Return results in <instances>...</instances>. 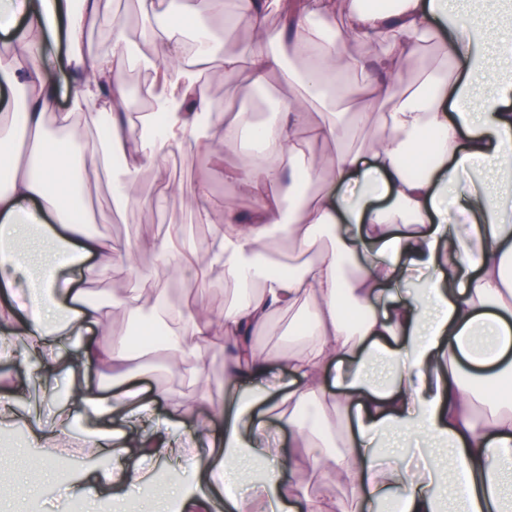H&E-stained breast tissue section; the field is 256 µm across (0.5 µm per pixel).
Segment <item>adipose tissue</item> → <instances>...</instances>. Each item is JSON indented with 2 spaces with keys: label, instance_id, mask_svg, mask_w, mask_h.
<instances>
[{
  "label": "adipose tissue",
  "instance_id": "ef3b65f1",
  "mask_svg": "<svg viewBox=\"0 0 512 512\" xmlns=\"http://www.w3.org/2000/svg\"><path fill=\"white\" fill-rule=\"evenodd\" d=\"M191 24L169 14L166 0H140L139 17L160 49L143 58L160 79L153 85L154 113L133 122L126 109L124 65L130 45L112 16V0H10L24 25L9 51L0 52V82L24 88L22 105L0 113V131L23 128L26 152H0V321L15 323L16 340L0 341V358L33 360L53 375L67 354L65 336L77 326H101L107 316L92 303L88 284L95 261L123 254L130 271L204 282L208 267H223L239 302L221 317H203L189 302L158 293L156 311L175 327L162 357L176 372L203 381V355L216 341L229 347L224 382L231 401L205 391L209 409L197 433L202 446L191 480L171 479L163 512H324L305 492L311 471L335 475L351 490L346 512H443L453 499L462 512H506L512 501V401L500 391L478 394L460 380L461 359L491 370L493 380L512 378V206L501 192L512 177V36L476 20L461 23L468 0H395L391 8L361 7L358 0H200ZM278 5V28L266 24ZM248 27L247 61L216 55L212 21ZM111 31L110 50L91 37ZM62 41L57 68L73 88L65 110H53L58 89L41 64L48 39ZM438 44L449 66L415 83L400 81L403 66L428 44ZM306 58L295 73L287 55ZM303 81L304 92L282 99L274 118L253 123L245 112L224 121V141L249 138L256 148L224 163V179L249 197L242 214L225 209L224 225L206 255L182 242L179 225L162 238H137L116 246L88 231L87 209L68 215L78 192L77 174L121 158L117 192L135 198L143 168L208 140L213 128L212 80H240L241 101L271 77ZM491 80L492 93L477 99L476 84ZM360 103L359 121L375 122L378 138L366 149L340 146L338 126L313 120L306 99H324L335 85ZM163 127H156V117ZM336 141L331 160L309 145ZM318 180L316 193L303 190ZM287 184L281 201L271 187ZM462 186L467 236L446 218L449 190ZM295 252V270L275 266L268 252ZM79 268L59 281V268ZM432 276L419 280L420 271ZM298 311V339L277 358L255 342L273 313ZM144 351L118 339L104 346L85 340L75 364L106 377L108 394L74 387V405L90 413L88 444L106 459L102 468L75 479L49 468L53 484H65L66 501L90 490L145 487L153 461L184 453L187 408L170 402L157 416L140 397L136 363ZM290 377L274 391L273 367ZM131 404V416L149 421L143 437L112 426V403ZM335 414L323 434L326 411ZM291 429L290 445L306 462L266 469L240 479L266 458L281 456L254 431L261 415ZM424 439L443 449L436 465L420 472L400 461L386 466L388 440ZM223 501H216V491Z\"/></svg>",
  "mask_w": 512,
  "mask_h": 512
}]
</instances>
